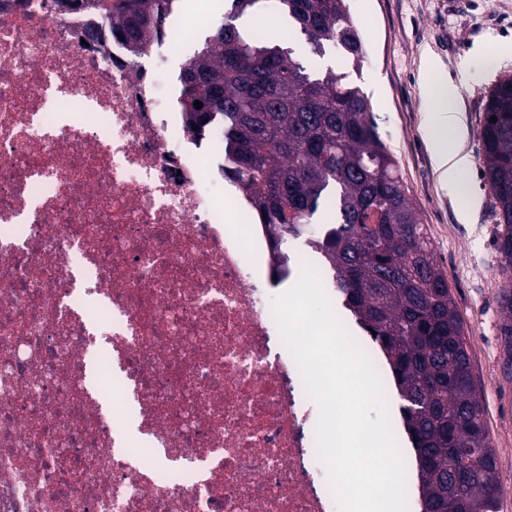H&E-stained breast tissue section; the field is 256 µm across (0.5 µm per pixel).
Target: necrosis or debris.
Returning a JSON list of instances; mask_svg holds the SVG:
<instances>
[{
    "mask_svg": "<svg viewBox=\"0 0 512 512\" xmlns=\"http://www.w3.org/2000/svg\"><path fill=\"white\" fill-rule=\"evenodd\" d=\"M84 13L0 0V512H339L245 190Z\"/></svg>",
    "mask_w": 512,
    "mask_h": 512,
    "instance_id": "obj_1",
    "label": "necrosis or debris"
}]
</instances>
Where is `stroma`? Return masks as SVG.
<instances>
[{"instance_id": "35a3bbf8", "label": "stroma", "mask_w": 512, "mask_h": 512, "mask_svg": "<svg viewBox=\"0 0 512 512\" xmlns=\"http://www.w3.org/2000/svg\"><path fill=\"white\" fill-rule=\"evenodd\" d=\"M367 52L331 64L370 96L381 140L399 163L408 196L426 224L463 323L473 380L496 460L499 512H512V381L502 372L498 293L505 285L494 241L499 209L482 177L481 124L486 100L512 78V0H350ZM229 0H178L171 20L190 15L198 37L222 22ZM436 59L458 87L470 166L464 182L478 202L464 208L435 171L424 132L430 109L422 70Z\"/></svg>"}]
</instances>
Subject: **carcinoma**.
Here are the masks:
<instances>
[{
    "label": "carcinoma",
    "mask_w": 512,
    "mask_h": 512,
    "mask_svg": "<svg viewBox=\"0 0 512 512\" xmlns=\"http://www.w3.org/2000/svg\"><path fill=\"white\" fill-rule=\"evenodd\" d=\"M108 32L139 53L167 26L176 0L91 2ZM270 4L324 58L366 53L349 0H231L224 20L180 71L178 103L188 132L205 139L224 125V178L245 185L278 257L320 208L331 230L309 241L333 287L385 356L416 460L421 504L444 512H498L495 456L475 390L467 340L448 277L411 204L397 162L381 140L365 92L331 66L311 71L282 42L263 43L236 19ZM202 107L197 109L194 102ZM496 120H490V117ZM483 178L499 207L496 239L507 290L500 305L506 368H512V78L489 96L481 128Z\"/></svg>",
    "instance_id": "cac0c4a2"
}]
</instances>
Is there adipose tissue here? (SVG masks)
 Here are the masks:
<instances>
[{
	"mask_svg": "<svg viewBox=\"0 0 512 512\" xmlns=\"http://www.w3.org/2000/svg\"><path fill=\"white\" fill-rule=\"evenodd\" d=\"M423 91L436 105L425 133L431 159L442 186L452 194H461L462 175L469 168V157L462 150L465 125L455 106L457 91L450 81L438 75L432 62L426 65Z\"/></svg>",
	"mask_w": 512,
	"mask_h": 512,
	"instance_id": "ef3b65f1",
	"label": "adipose tissue"
}]
</instances>
